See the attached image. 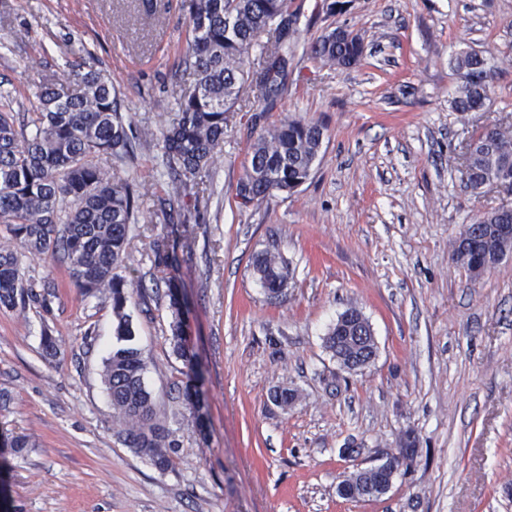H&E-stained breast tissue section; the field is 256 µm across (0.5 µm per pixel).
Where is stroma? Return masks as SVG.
<instances>
[{
    "label": "stroma",
    "instance_id": "1",
    "mask_svg": "<svg viewBox=\"0 0 512 512\" xmlns=\"http://www.w3.org/2000/svg\"><path fill=\"white\" fill-rule=\"evenodd\" d=\"M188 3L0 0L10 111H35L39 88L68 67L104 70L119 93L135 142L125 174L152 221L117 272L144 285L127 312L146 388L178 443L165 470L123 445L102 382L117 344L109 299L84 294L58 260L21 253L26 276L58 288L49 308H0V440L33 443L20 456L0 447V512H512V254L475 281L454 258L476 215L512 208V187L475 193L461 174L466 142L512 123V0H292L301 46L340 26L361 36V61L342 70L303 57L272 111L230 113L197 220L175 233L154 214L168 194L158 139L194 81L180 65ZM463 49L492 57L479 112L449 107L450 58ZM292 119L324 128L310 179L240 206L251 144ZM158 238L177 272L156 266ZM272 243L290 272L276 301L252 267ZM172 274L203 373L202 427L178 397L188 367L156 287ZM351 306L378 345L357 373L324 343ZM282 389L295 391L291 404L272 401ZM410 436L416 454L387 494L339 495L353 466Z\"/></svg>",
    "mask_w": 512,
    "mask_h": 512
}]
</instances>
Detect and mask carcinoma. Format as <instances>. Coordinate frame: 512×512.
<instances>
[{
    "label": "carcinoma",
    "mask_w": 512,
    "mask_h": 512,
    "mask_svg": "<svg viewBox=\"0 0 512 512\" xmlns=\"http://www.w3.org/2000/svg\"><path fill=\"white\" fill-rule=\"evenodd\" d=\"M192 39L183 57L195 76L193 87L175 99V114L162 132V163L176 197L198 195L196 189L214 165L224 142L227 113L244 87L252 91L251 111L267 112L285 90L288 63L298 45L299 12L291 0H190ZM271 48L255 62L251 49L261 35ZM311 56L338 68H350L363 56V43L336 38L332 30L309 47ZM458 77L450 101L454 112H479L489 100L494 66L476 50L450 59ZM38 107L26 115L0 111V230L30 254L59 258L76 287L87 294L106 293L115 319L113 335L122 346L112 350L104 382L119 436L134 453L166 470L177 443L160 418L144 382V363L132 340L128 280L114 273L126 258L132 225L142 215L133 185L112 170L110 160L129 157L130 142L119 110L118 92L102 71L90 66L75 75V87L45 85ZM32 125L35 132L24 133ZM322 127L290 120L270 128L250 147L248 163L236 187L241 206L296 190L310 177L319 155ZM462 176L476 192L493 178H512V126L496 124L467 146ZM471 239L455 248L456 258L479 277L512 252V238L499 225H512V212L491 209L472 219ZM255 274L269 298L288 288V263L275 245L255 260ZM54 282L26 277L15 250L0 247V308L28 301L49 308ZM171 336L179 356L187 357L183 319L171 298ZM342 367L360 356L365 368L376 345L373 329L356 308L341 313L325 338ZM200 376L192 370L183 396L189 409H200Z\"/></svg>",
    "instance_id": "obj_1"
}]
</instances>
